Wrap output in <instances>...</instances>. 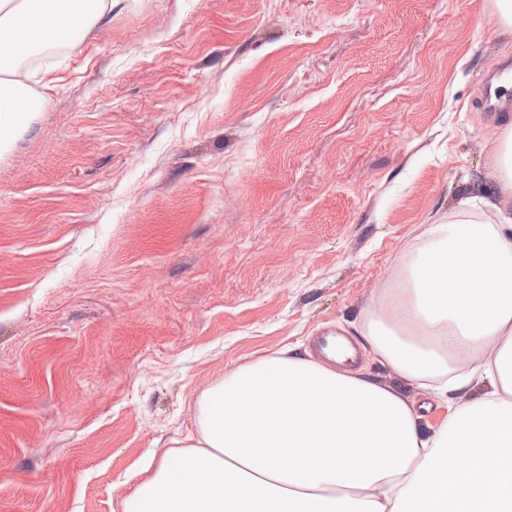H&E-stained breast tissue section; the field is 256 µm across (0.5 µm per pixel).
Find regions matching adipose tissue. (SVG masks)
<instances>
[{
	"instance_id": "1",
	"label": "adipose tissue",
	"mask_w": 512,
	"mask_h": 512,
	"mask_svg": "<svg viewBox=\"0 0 512 512\" xmlns=\"http://www.w3.org/2000/svg\"><path fill=\"white\" fill-rule=\"evenodd\" d=\"M113 2L0 0V152L43 103L20 54L78 48ZM489 154L493 199L426 225L356 321L370 362L427 402L350 349L268 352L200 395L194 432L120 512H512L511 122Z\"/></svg>"
}]
</instances>
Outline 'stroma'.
Here are the masks:
<instances>
[{
  "instance_id": "35a3bbf8",
  "label": "stroma",
  "mask_w": 512,
  "mask_h": 512,
  "mask_svg": "<svg viewBox=\"0 0 512 512\" xmlns=\"http://www.w3.org/2000/svg\"><path fill=\"white\" fill-rule=\"evenodd\" d=\"M489 0H116L0 155V512H116L237 365L493 192Z\"/></svg>"
}]
</instances>
